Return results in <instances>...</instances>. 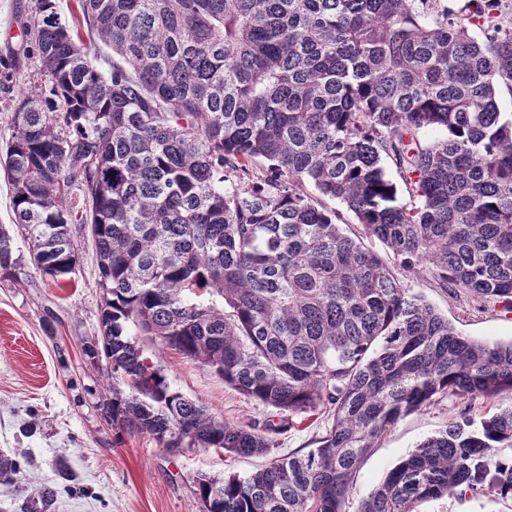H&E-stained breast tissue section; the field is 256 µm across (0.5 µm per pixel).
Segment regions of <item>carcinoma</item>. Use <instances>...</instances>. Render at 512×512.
Wrapping results in <instances>:
<instances>
[{
    "label": "carcinoma",
    "instance_id": "1",
    "mask_svg": "<svg viewBox=\"0 0 512 512\" xmlns=\"http://www.w3.org/2000/svg\"><path fill=\"white\" fill-rule=\"evenodd\" d=\"M76 2L87 42L56 0H33L50 96L21 90L0 171L33 269L73 273L71 224L92 227L112 426L169 454L267 458L243 478L197 476L201 512H345L400 419L512 393V341L460 334L325 204L403 269L512 312V0ZM13 254L0 226V273L16 278ZM132 325L279 423L216 419ZM319 414L314 447L272 455ZM487 491L512 497V408L449 422L357 512Z\"/></svg>",
    "mask_w": 512,
    "mask_h": 512
}]
</instances>
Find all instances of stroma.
I'll list each match as a JSON object with an SVG mask.
<instances>
[{"mask_svg": "<svg viewBox=\"0 0 512 512\" xmlns=\"http://www.w3.org/2000/svg\"><path fill=\"white\" fill-rule=\"evenodd\" d=\"M32 0H0V143L11 133L12 108L26 85L47 78L25 26ZM75 274L53 278L29 268L28 247L14 244L25 275L0 276V450L20 472L0 484V512H200L195 479L245 476L262 464L211 448L168 454L145 434L118 432L99 404L111 397L104 359L89 358L85 343L100 335L102 293L87 225H76ZM407 287L431 303L463 335L478 341L512 340V313L483 306L467 292L438 288L429 268L401 271ZM139 343L170 385L219 418L263 423L271 409L243 396L220 377L163 348L149 336ZM512 406V394L493 399L443 398L390 428L355 474L346 512L408 451L460 413L478 419ZM417 512H512V498L445 496L418 504Z\"/></svg>", "mask_w": 512, "mask_h": 512, "instance_id": "35a3bbf8", "label": "stroma"}]
</instances>
